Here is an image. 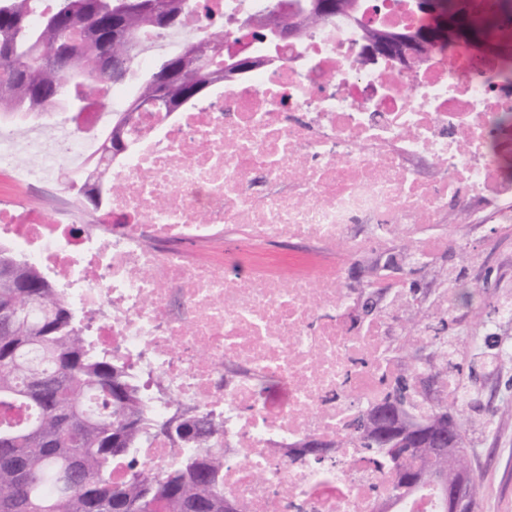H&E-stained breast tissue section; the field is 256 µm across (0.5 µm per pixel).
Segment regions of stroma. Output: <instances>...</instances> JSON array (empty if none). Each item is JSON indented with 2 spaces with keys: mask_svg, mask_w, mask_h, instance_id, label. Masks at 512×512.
<instances>
[{
  "mask_svg": "<svg viewBox=\"0 0 512 512\" xmlns=\"http://www.w3.org/2000/svg\"><path fill=\"white\" fill-rule=\"evenodd\" d=\"M450 278L479 290L477 309L448 316L456 380L466 391L452 408L469 420V458L482 487L476 512H512V320H500L496 310L512 300V223L481 225L433 266L406 276L429 284L430 306Z\"/></svg>",
  "mask_w": 512,
  "mask_h": 512,
  "instance_id": "35a3bbf8",
  "label": "stroma"
}]
</instances>
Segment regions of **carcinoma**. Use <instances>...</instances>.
<instances>
[{"label": "carcinoma", "mask_w": 512, "mask_h": 512, "mask_svg": "<svg viewBox=\"0 0 512 512\" xmlns=\"http://www.w3.org/2000/svg\"><path fill=\"white\" fill-rule=\"evenodd\" d=\"M315 2L304 0L300 19L280 13L274 21L299 33L316 28L328 19ZM189 11L199 15L204 35L186 40L140 77L104 141L108 156L124 150L123 127L133 113L154 104L174 111L224 81L218 70L201 68L203 56L224 53L231 35L224 19L214 18L208 0H56L34 24L32 0H0V115L39 114L61 97L78 100L100 84L125 82L112 72H136L137 33L174 30ZM422 16L419 32L433 34L428 52H450L461 35L484 53L512 56V0H457L447 22ZM89 171L98 185L83 174L70 189L93 216L112 194V183L96 163ZM0 262V512H224V458L202 464L186 458L162 474L139 466L135 449L165 434L164 422L149 417L122 364L91 345L47 276L2 247ZM429 326L430 355L446 365L448 321L434 319ZM406 389L396 378L373 410L395 423ZM174 433L184 443L198 441L197 420L182 422ZM343 439L390 472L396 499L417 491L403 482L409 464L424 482L471 465L463 422L459 450L450 455L423 442L382 446L366 411ZM117 463L126 467L120 481L112 480Z\"/></svg>", "instance_id": "1"}]
</instances>
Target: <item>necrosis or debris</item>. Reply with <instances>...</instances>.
Here are the masks:
<instances>
[{
    "instance_id": "1",
    "label": "necrosis or debris",
    "mask_w": 512,
    "mask_h": 512,
    "mask_svg": "<svg viewBox=\"0 0 512 512\" xmlns=\"http://www.w3.org/2000/svg\"><path fill=\"white\" fill-rule=\"evenodd\" d=\"M285 43L275 64L214 86L173 114L141 112L133 148L107 168L114 186L88 224L76 205L0 200V244L54 279L100 349L127 361L150 413L216 415L219 432L184 446L224 458V496L249 512H441L427 487L392 503L390 474L340 437L402 366L393 344L414 302L400 273H377L386 306L353 323L352 255L401 244L431 264L453 236L449 213L476 199L473 224L512 223V175L493 144L512 141V82L465 43L401 69L361 61L360 24L415 31L409 0H373ZM201 31L140 32L141 66ZM128 89L16 136L0 117V174L38 190L94 158L107 112ZM291 250L294 264L277 256ZM326 460L289 456L306 437Z\"/></svg>"
}]
</instances>
